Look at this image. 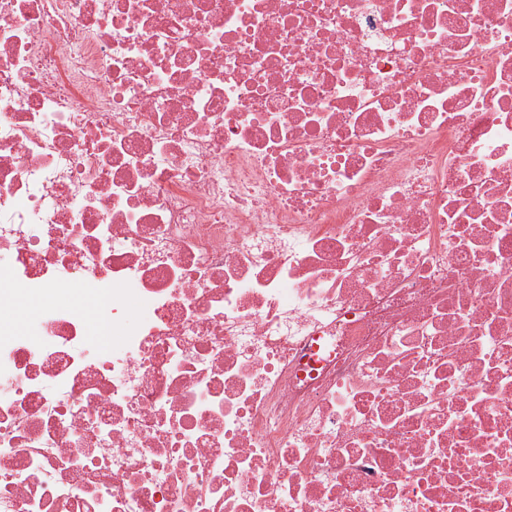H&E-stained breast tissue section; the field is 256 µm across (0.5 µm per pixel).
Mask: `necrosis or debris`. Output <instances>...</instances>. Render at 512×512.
I'll return each instance as SVG.
<instances>
[{
	"mask_svg": "<svg viewBox=\"0 0 512 512\" xmlns=\"http://www.w3.org/2000/svg\"><path fill=\"white\" fill-rule=\"evenodd\" d=\"M0 512H512V0H0Z\"/></svg>",
	"mask_w": 512,
	"mask_h": 512,
	"instance_id": "obj_1",
	"label": "necrosis or debris"
}]
</instances>
